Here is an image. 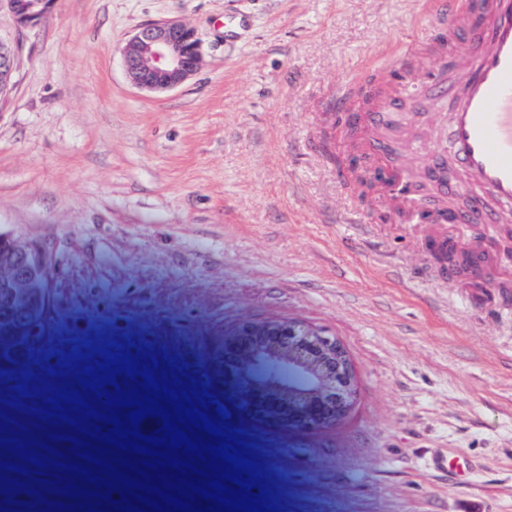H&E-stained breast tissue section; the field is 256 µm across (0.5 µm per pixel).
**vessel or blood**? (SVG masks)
<instances>
[{"instance_id":"1","label":"vessel or blood","mask_w":512,"mask_h":512,"mask_svg":"<svg viewBox=\"0 0 512 512\" xmlns=\"http://www.w3.org/2000/svg\"><path fill=\"white\" fill-rule=\"evenodd\" d=\"M423 41L442 60L440 72L419 75L406 68L400 77L378 70L356 86L337 89L328 111L349 116L347 151L384 173L379 193L402 171L388 162L399 146L392 127L401 112L415 109L418 97L438 102L452 95L448 111V148L452 167L436 184L439 203L434 222L438 242L448 240V202L465 195L467 217L512 222V0H434Z\"/></svg>"}]
</instances>
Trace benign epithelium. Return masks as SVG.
<instances>
[{
	"label": "benign epithelium",
	"mask_w": 512,
	"mask_h": 512,
	"mask_svg": "<svg viewBox=\"0 0 512 512\" xmlns=\"http://www.w3.org/2000/svg\"><path fill=\"white\" fill-rule=\"evenodd\" d=\"M16 22L35 27L56 0H4ZM126 73L139 88L165 93L200 68L201 38L177 19L139 27L122 48ZM13 50L0 41V98L13 86ZM50 252L0 227V353L24 361L44 336L51 280ZM210 371L245 414L276 428L317 431L350 412L356 396L354 365L343 343L311 326L280 321L246 322L228 334Z\"/></svg>",
	"instance_id": "7a95c632"
}]
</instances>
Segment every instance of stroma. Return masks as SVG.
Returning <instances> with one entry per match:
<instances>
[{
	"instance_id": "1",
	"label": "stroma",
	"mask_w": 512,
	"mask_h": 512,
	"mask_svg": "<svg viewBox=\"0 0 512 512\" xmlns=\"http://www.w3.org/2000/svg\"><path fill=\"white\" fill-rule=\"evenodd\" d=\"M428 2L57 0L32 28L0 7V226L52 257L50 338L0 375V512L68 500L73 428L42 413L110 343L213 395L277 512H512V266L449 275L433 225L380 221L383 200H359L328 156L325 102L399 64ZM168 18L197 29L203 60L153 94L121 49ZM267 320L344 343L358 393L341 423L263 425L212 378L219 340ZM70 416L97 445L98 422ZM13 50L0 40V100L13 86Z\"/></svg>"
}]
</instances>
